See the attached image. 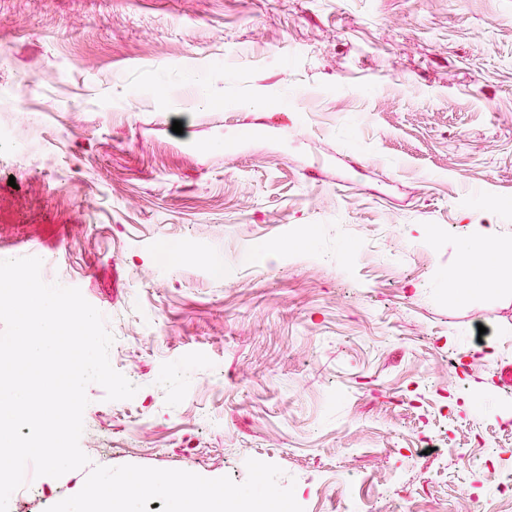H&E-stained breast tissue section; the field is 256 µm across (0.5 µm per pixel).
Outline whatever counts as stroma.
<instances>
[{
  "instance_id": "obj_1",
  "label": "stroma",
  "mask_w": 512,
  "mask_h": 512,
  "mask_svg": "<svg viewBox=\"0 0 512 512\" xmlns=\"http://www.w3.org/2000/svg\"><path fill=\"white\" fill-rule=\"evenodd\" d=\"M1 114L36 147L0 144V256L71 278L138 387L89 384V465L8 512L164 472L279 512H492L512 272L461 246L512 241V0H0ZM181 243L208 264L159 270ZM463 264L466 269L479 257L497 261L498 258L512 254V244L496 238L490 229L480 230L477 237L466 241L462 246Z\"/></svg>"
}]
</instances>
